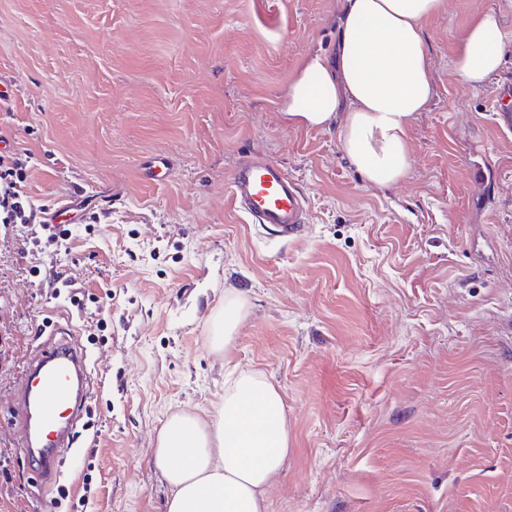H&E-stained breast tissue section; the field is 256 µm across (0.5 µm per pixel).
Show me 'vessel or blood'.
I'll return each mask as SVG.
<instances>
[{
	"mask_svg": "<svg viewBox=\"0 0 512 512\" xmlns=\"http://www.w3.org/2000/svg\"><path fill=\"white\" fill-rule=\"evenodd\" d=\"M237 211L279 240L300 236L307 222L297 182L272 159L241 162L230 179ZM89 356L78 342H45L25 366L12 405L20 446L42 484L56 483L63 451L76 443L88 398Z\"/></svg>",
	"mask_w": 512,
	"mask_h": 512,
	"instance_id": "obj_1",
	"label": "vessel or blood"
}]
</instances>
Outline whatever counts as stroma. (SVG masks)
I'll list each match as a JSON object with an SVG mask.
<instances>
[{"label": "stroma", "mask_w": 512, "mask_h": 512, "mask_svg": "<svg viewBox=\"0 0 512 512\" xmlns=\"http://www.w3.org/2000/svg\"><path fill=\"white\" fill-rule=\"evenodd\" d=\"M488 9L503 62L471 89L451 62ZM341 21L342 0H0V141L27 159L35 208L74 219L66 252L0 227V512H165L157 434L174 412H212L235 370L263 372L285 403L269 512H512V129L493 112L512 80V0H447L426 21L434 96L389 188L364 181L336 123L283 112ZM248 159L296 180L298 239L230 207ZM53 265L81 306L51 287ZM232 288L250 308L223 354L207 319ZM68 332L94 361L98 431L44 486L12 395L42 340Z\"/></svg>", "instance_id": "stroma-1"}]
</instances>
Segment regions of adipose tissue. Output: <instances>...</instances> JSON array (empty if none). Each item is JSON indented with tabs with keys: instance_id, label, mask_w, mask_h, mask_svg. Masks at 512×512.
Masks as SVG:
<instances>
[{
	"instance_id": "ef3b65f1",
	"label": "adipose tissue",
	"mask_w": 512,
	"mask_h": 512,
	"mask_svg": "<svg viewBox=\"0 0 512 512\" xmlns=\"http://www.w3.org/2000/svg\"><path fill=\"white\" fill-rule=\"evenodd\" d=\"M446 0H344L336 57L309 56L288 89L285 113L296 125L319 127L339 105L347 111L340 144L366 182L397 184L411 166L409 128L434 92L424 22ZM496 12L478 14L452 62L455 79L480 88L502 64ZM248 314L239 294L208 320L214 351L228 350ZM289 454L278 388L257 371L224 381L213 414L177 412L161 428L155 463L169 486L167 512H267V490Z\"/></svg>"
}]
</instances>
